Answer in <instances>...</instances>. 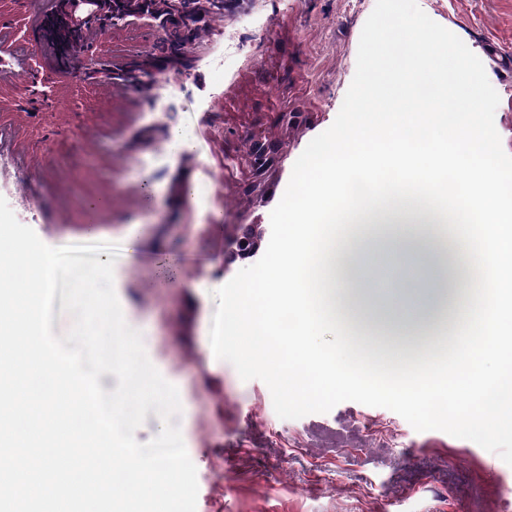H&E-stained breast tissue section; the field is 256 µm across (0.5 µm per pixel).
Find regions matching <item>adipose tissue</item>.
<instances>
[{
    "mask_svg": "<svg viewBox=\"0 0 512 512\" xmlns=\"http://www.w3.org/2000/svg\"><path fill=\"white\" fill-rule=\"evenodd\" d=\"M419 29L391 61L413 78L365 83L355 104L362 122L301 159L281 198L278 248L246 285L224 290V335L257 338L302 394L326 398L346 372L312 352L310 337L339 328L351 347L389 348L450 331L452 373L404 396L448 403L455 417L482 426L512 371V169L497 163L476 118L479 88L430 80L448 63L434 54L428 23ZM444 186L461 201L448 217L429 201ZM477 227L492 288L482 306L465 295L461 271ZM406 254L450 283L454 298L431 289L409 313L390 309L374 269Z\"/></svg>",
    "mask_w": 512,
    "mask_h": 512,
    "instance_id": "obj_1",
    "label": "adipose tissue"
}]
</instances>
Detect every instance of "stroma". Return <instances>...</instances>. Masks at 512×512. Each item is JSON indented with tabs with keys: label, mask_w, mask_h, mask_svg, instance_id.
<instances>
[{
	"label": "stroma",
	"mask_w": 512,
	"mask_h": 512,
	"mask_svg": "<svg viewBox=\"0 0 512 512\" xmlns=\"http://www.w3.org/2000/svg\"><path fill=\"white\" fill-rule=\"evenodd\" d=\"M394 16L429 23L449 80L483 89L475 106L499 165L512 169V80L491 74L512 70V0H248L205 20L190 69L154 105L139 83L82 82L56 69L30 33L23 63L40 70L53 105L25 78L0 79V113L14 115L7 179L17 192L7 202L20 223H45L56 247L76 244L72 225H111L124 318L186 411L180 431L197 470L196 512H512V466L497 454L354 401L280 418L268 386L242 380L209 341L211 288L233 277L225 225L269 223L299 157L356 120L361 85L404 79L389 70L393 50L383 43ZM164 38L149 23L112 26L93 48L149 65L162 83ZM221 52L224 65L214 67ZM281 112L298 113L297 123L282 126ZM174 127L194 152L167 150ZM254 136L286 152L263 176L246 159ZM188 179L197 186L189 204L179 193ZM96 197L109 207L90 211Z\"/></svg>",
	"instance_id": "stroma-1"
}]
</instances>
